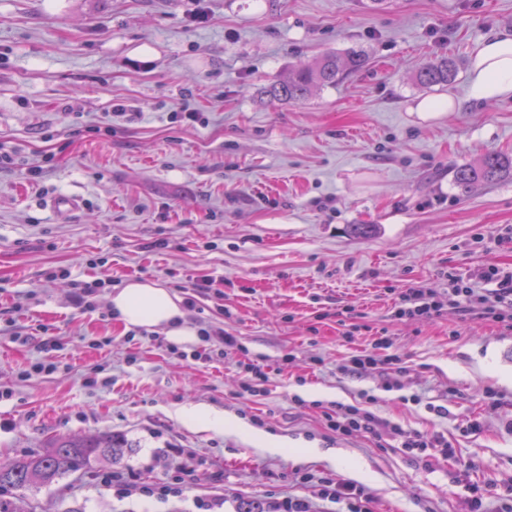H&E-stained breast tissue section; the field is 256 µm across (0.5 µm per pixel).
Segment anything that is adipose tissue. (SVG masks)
<instances>
[{
  "label": "adipose tissue",
  "instance_id": "adipose-tissue-1",
  "mask_svg": "<svg viewBox=\"0 0 512 512\" xmlns=\"http://www.w3.org/2000/svg\"><path fill=\"white\" fill-rule=\"evenodd\" d=\"M468 87L470 98L480 102L512 99V32L496 34L477 45L469 64ZM108 302L114 319L125 328L144 327L157 331L177 345L196 338L180 299L158 282L128 281L109 295ZM179 416L187 424L209 430L246 433L248 440L262 450L276 452L281 448L276 437L247 431L242 423L215 411L186 406Z\"/></svg>",
  "mask_w": 512,
  "mask_h": 512
}]
</instances>
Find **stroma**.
<instances>
[{"instance_id":"35a3bbf8","label":"stroma","mask_w":512,"mask_h":512,"mask_svg":"<svg viewBox=\"0 0 512 512\" xmlns=\"http://www.w3.org/2000/svg\"><path fill=\"white\" fill-rule=\"evenodd\" d=\"M505 31L512 0H0V149L12 157L0 166V466L55 434L132 444L119 466L30 492L33 512H199L219 496V512L289 498L348 512L300 476L347 481L354 465L369 512H468L471 481L489 486L484 512H504L512 330L476 310L401 319L394 303L410 286L444 297L512 270V178L464 191L452 173L490 152L512 157V99L467 96L474 49ZM352 50L368 57L357 74L300 103L267 98L289 69ZM444 53L454 81L415 84ZM448 95L456 111L415 113ZM188 110L197 121L171 122ZM63 193L82 201L66 216L48 206ZM356 224L376 230L360 237ZM205 276L224 297L201 299L204 318L266 366L259 395L233 364L131 336L107 293L87 309L71 301L78 283L133 278L185 299ZM35 326L55 348L28 338ZM382 336L400 371L345 374ZM37 361L57 369L24 378ZM316 399L443 435L456 457L427 466L396 441L329 436ZM189 405L285 447L188 426ZM298 442L321 456L293 462ZM114 467L145 485L190 468L195 481L177 497L120 499L98 486Z\"/></svg>"}]
</instances>
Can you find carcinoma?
Segmentation results:
<instances>
[{
	"label": "carcinoma",
	"instance_id": "carcinoma-1",
	"mask_svg": "<svg viewBox=\"0 0 512 512\" xmlns=\"http://www.w3.org/2000/svg\"><path fill=\"white\" fill-rule=\"evenodd\" d=\"M365 62L362 52L343 56L327 52L275 81L267 88L266 96L277 101L301 102L308 99L313 90L334 86L344 76L361 71ZM456 71V61L443 54L426 62L417 71L415 81L423 87L444 85L452 81ZM507 175H512V158L487 153L473 164L456 167L453 180L457 186L468 189L476 183H495ZM128 447L123 435L113 433L87 438L59 434L49 438L42 453L23 456L7 467H0V512H30L24 491L49 487L64 475L89 468L103 457L118 462ZM13 490L17 494L8 498L1 496Z\"/></svg>",
	"mask_w": 512,
	"mask_h": 512
}]
</instances>
